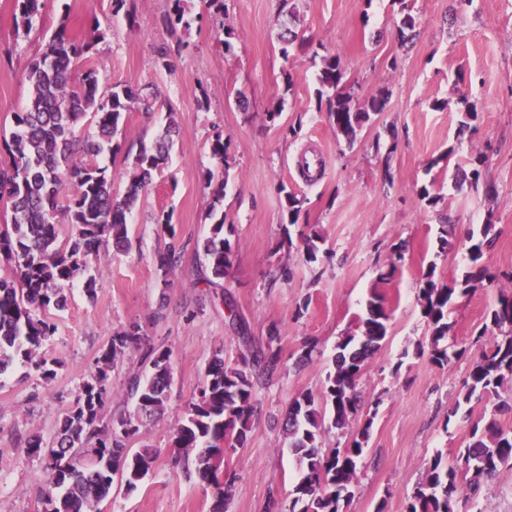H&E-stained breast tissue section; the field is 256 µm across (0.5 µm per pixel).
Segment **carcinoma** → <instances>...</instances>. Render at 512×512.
<instances>
[{
  "mask_svg": "<svg viewBox=\"0 0 512 512\" xmlns=\"http://www.w3.org/2000/svg\"><path fill=\"white\" fill-rule=\"evenodd\" d=\"M16 5L19 24L32 29L40 0H16ZM169 21L173 29L191 27L185 0H172ZM93 48V43L77 41L63 28L57 31L29 66V100L14 113L9 137L0 138L6 157L0 160V201L9 205L12 214V222L0 228V258L9 264L8 272L0 275V375L20 362L46 382L56 376L61 362L41 353L56 332L44 311L65 308L68 287L83 276L89 256L108 243L121 248L128 244L127 217L139 190L167 166L178 135L175 111L168 108L161 134L148 145L140 144L133 157L126 192L120 196L114 191L109 165L101 159L115 162L122 152L118 135L126 115L136 109L155 110L157 96L128 86H116L100 95L93 69L74 77V60ZM318 81V96L325 100L330 125L348 145H354L358 129L384 110L388 96L380 92L364 107L356 106L354 94L345 87L344 69L337 56L322 57ZM88 114L95 123V134L81 140L75 136V127ZM209 150L217 167V172L208 173L207 181L213 190L206 218L213 223L197 248L206 264L203 282L208 288H220L234 256V228L225 224L220 209L230 168L222 133L214 135ZM282 192L288 213L285 234L292 247L290 227L298 225L302 201L285 187ZM63 197L67 200L64 206L60 205ZM61 222L70 226V235L62 244L58 243ZM298 237L306 262H316L323 242L320 233L300 229ZM495 239L494 224L489 220L479 232H470V265L460 280L444 284L434 280L435 268L427 272L418 295L427 344H418L417 350L428 351L432 362L442 366L465 354L466 349L451 350L445 344L452 328L448 322L451 304L456 296L494 278L483 258ZM179 260L173 249L158 256L162 284H168L167 276ZM488 316L489 322L473 338V343L481 342L485 349L471 365L448 412V418L471 424L470 442L459 451L458 465L443 462L440 453L433 456L407 495L405 512H457L460 501L475 497L501 468L512 464V433L504 432L497 422V415L505 409L501 391L512 390V290L499 292ZM230 320L246 352L235 364L224 363L219 354L213 356L196 397L173 434L179 457L193 458L196 475L211 488L212 512H224L237 482L235 472H220V460L228 450L245 446L250 420L260 403L258 391L280 364L279 349L274 347L279 341L278 329L268 331L263 346L254 347L245 323L233 312ZM388 321L383 296L372 293L360 321V334H347L337 341L333 371L327 374L322 391L292 399L283 435L299 462V473L283 512H349L357 467L377 414L375 410L368 413L363 425L353 427L361 409L359 380L368 356L386 340ZM141 345L140 326L132 324L115 332L99 356L95 372L63 413L53 441L45 443L39 436L25 441L28 455L43 460L51 454L56 459L55 467L45 468L44 512H93L95 505L111 495L115 479L133 491L153 470L155 451H133L125 441L144 423L164 414L173 383L171 352L146 348L148 373H135L126 383L132 411L109 420L104 416L112 397L109 371L127 350ZM473 403L483 404V412L475 420L471 418ZM332 428L349 432L345 447L324 448L325 433ZM220 473L224 474L222 481L218 480Z\"/></svg>",
  "mask_w": 512,
  "mask_h": 512,
  "instance_id": "obj_1",
  "label": "carcinoma"
}]
</instances>
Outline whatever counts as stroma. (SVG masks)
Instances as JSON below:
<instances>
[{"label":"stroma","mask_w":512,"mask_h":512,"mask_svg":"<svg viewBox=\"0 0 512 512\" xmlns=\"http://www.w3.org/2000/svg\"><path fill=\"white\" fill-rule=\"evenodd\" d=\"M41 3L24 33L15 25V0H0V134L10 133L14 113L29 98L28 66L61 29L94 41L78 67L97 70L100 91L120 85L156 93L177 111L179 134L167 167L142 190L129 219L130 249L107 246L89 256L95 298L77 282L66 310L48 312L56 332L44 353L61 360L56 377L46 382L18 365L0 378V512H42L47 474L24 441L31 435L52 441L112 334L132 324L148 344L170 350L173 384L166 413L129 442L155 451L153 471L135 491L114 485L100 510L211 512V490L178 464L172 438L213 355L223 352L230 364L243 350L230 325L233 312L256 344L278 327L281 366L260 390L245 447L224 459L225 469L238 475L227 512H271L274 504H287L296 461L281 422L294 397L321 391L338 338L356 331L375 289L388 299L389 333L360 379L363 406L378 411L350 512H404L426 464L438 453L456 462L470 431L447 415L471 358L441 366L415 352L427 335L417 301L423 279L430 271L443 283L461 278L469 266L466 234L488 220L496 241L485 261L512 270V0H224V25L236 35L230 54L205 0H187L197 21L175 32L167 24L170 0H126L117 13L112 0ZM408 13L416 38L405 46L400 29ZM285 23L301 38L286 53L279 42ZM163 47L169 50L164 66L158 62ZM329 55L340 57L356 104L388 93L385 110L351 145L320 109L317 75L321 57ZM204 87L210 102L201 110ZM277 105L281 116L269 120ZM470 108L477 129L459 135ZM164 123L161 110L129 113L123 148L137 151ZM218 131L231 165L224 210L235 228L233 267L220 299L199 284L203 266L195 249L210 229L204 177L215 166L209 145ZM477 155L485 160L482 185L455 188L459 169ZM487 183L497 190L495 202L485 198ZM425 186L440 195L436 206L421 200ZM286 189L302 201L301 223L324 238L318 262L288 248ZM163 215L175 236L160 231ZM446 221L455 235L444 249L438 231ZM402 240L405 258L389 271L393 246ZM170 249L181 259L165 286L156 256ZM284 265L286 278L279 275ZM497 295L496 285L486 284L457 297L450 339L471 343ZM307 351L312 362L299 365ZM142 357L129 350L110 370L106 416L130 410L123 388Z\"/></svg>","instance_id":"obj_1"}]
</instances>
